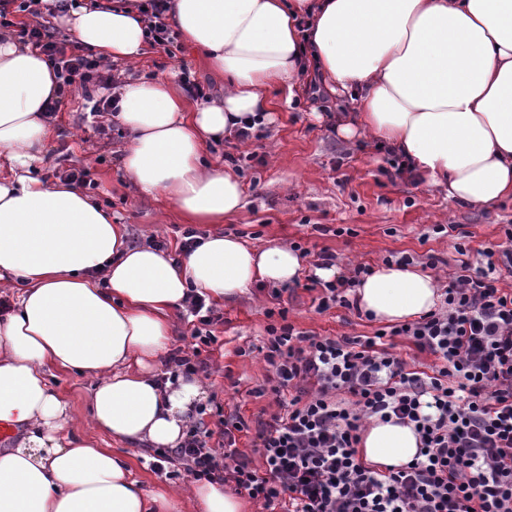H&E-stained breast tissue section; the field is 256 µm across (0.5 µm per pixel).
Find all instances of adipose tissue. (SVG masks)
<instances>
[{"instance_id":"ef3b65f1","label":"adipose tissue","mask_w":512,"mask_h":512,"mask_svg":"<svg viewBox=\"0 0 512 512\" xmlns=\"http://www.w3.org/2000/svg\"><path fill=\"white\" fill-rule=\"evenodd\" d=\"M140 2L89 0L60 21L102 59L135 64L148 43ZM167 13L223 81V101L191 105L154 76L125 83L114 105L130 134L125 175L183 223L220 224L242 207L239 178L206 163L205 144L272 112L269 88L289 104L313 77L357 107L340 137L375 138L452 202L512 198V0H169ZM59 91L46 56L0 32V280L18 287L0 317V424L24 432L0 448V512H172L167 491L146 492L125 457L76 433L78 421L133 447L181 445L208 392L196 377L156 372L170 313L192 289L221 300L258 280L294 281L303 259L221 233L177 260L129 245L91 194L39 175L46 107ZM356 292L382 324L416 320L440 301L431 274L394 263ZM52 370L97 378L86 417L51 388ZM418 445L412 427L375 421L358 451L398 466ZM188 497L193 512H246L204 480Z\"/></svg>"}]
</instances>
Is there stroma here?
Returning <instances> with one entry per match:
<instances>
[{
  "label": "stroma",
  "mask_w": 512,
  "mask_h": 512,
  "mask_svg": "<svg viewBox=\"0 0 512 512\" xmlns=\"http://www.w3.org/2000/svg\"><path fill=\"white\" fill-rule=\"evenodd\" d=\"M184 69L208 86L211 94L220 95L222 83L214 81L186 47L172 58L149 49L139 68L127 69L126 74L158 75L177 85ZM351 109L350 101L332 98L321 89L302 93L292 104H281L270 113L261 137L241 142L228 136L205 146V155L217 162L228 154L239 157L235 172L243 183L244 201L242 209L224 223L197 225L199 236L224 233L254 246L297 242L314 254L324 249L335 252L343 268L360 262L375 267L389 258L431 253L442 260L433 271L442 289L454 271L456 257L457 234L450 232V225L467 232L475 263L481 251L504 242V227L512 224V199L489 210L462 207L449 201L445 189L393 176L389 156L376 142L367 138L348 142L337 136L332 116ZM90 110L82 95L65 98L51 120L41 165L44 177L89 167L97 183L94 196L113 219L125 225L133 243L161 242L170 253H178L186 224L169 205L145 195L126 178L121 151L127 132L106 117L91 115ZM437 225L443 226V233H434ZM312 274V265H305L299 279L286 284L277 301L270 297L271 284L260 280L218 304L222 320L213 327L218 342L203 375L209 391L204 417L208 427H215L222 416L250 419L277 410L273 398L250 394L266 373L254 351L266 334V309L281 305L288 310V323L322 336H369L376 331V323L339 307L318 313ZM97 442L100 447L124 451L146 491L190 481L178 459L162 464L156 450H128L102 435Z\"/></svg>",
  "instance_id": "1"
}]
</instances>
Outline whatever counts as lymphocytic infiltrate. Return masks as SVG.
<instances>
[{
  "instance_id": "f902f5d3",
  "label": "lymphocytic infiltrate",
  "mask_w": 512,
  "mask_h": 512,
  "mask_svg": "<svg viewBox=\"0 0 512 512\" xmlns=\"http://www.w3.org/2000/svg\"><path fill=\"white\" fill-rule=\"evenodd\" d=\"M33 4L0 0V27L25 15L20 35L53 64L61 89L81 91L93 112L111 111L94 96L100 61L32 19ZM505 236L508 246L486 251L477 267L456 243L460 261L440 306L371 336L308 334L285 323V309H267L282 323L266 328L269 372L254 393L272 394L279 411L252 425L239 417L193 430L178 453L187 473L246 492L265 512H512V290L499 285L512 276L511 228ZM372 272L359 264L334 280L313 279L319 310H356L354 289ZM186 306L197 323L171 359L195 374L208 367L201 354L215 343L220 316L195 293ZM399 337L433 356L429 369H409L395 350ZM375 417L413 426L420 447L412 461H363L361 434ZM249 430L247 454L236 435Z\"/></svg>"
}]
</instances>
